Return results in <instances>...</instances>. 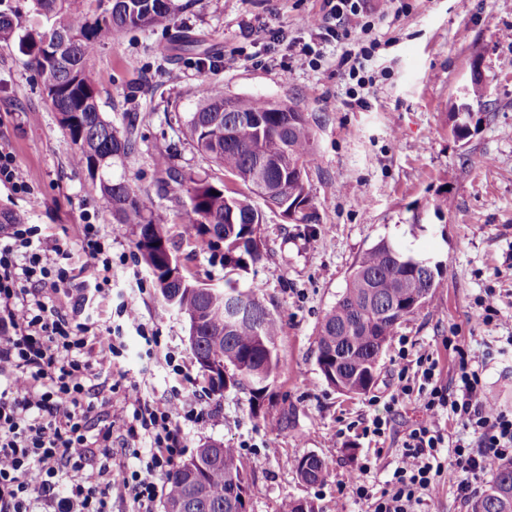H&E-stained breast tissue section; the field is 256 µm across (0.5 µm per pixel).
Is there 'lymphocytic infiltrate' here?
<instances>
[{
	"label": "lymphocytic infiltrate",
	"instance_id": "lymphocytic-infiltrate-1",
	"mask_svg": "<svg viewBox=\"0 0 512 512\" xmlns=\"http://www.w3.org/2000/svg\"><path fill=\"white\" fill-rule=\"evenodd\" d=\"M369 0H324L335 19L336 39L369 29ZM79 256L82 284L70 268ZM110 246L100 225L81 227L79 249L45 243L37 224L0 225V512H110V499L127 497L134 512H153L165 478L187 448L183 422L209 412L196 395L173 387L162 402L143 396L138 384L109 401L107 423L92 432L94 407L88 381L111 371L122 357L120 328L93 331L87 294L109 291ZM73 296L70 310L57 304ZM397 383L389 407L418 396L426 422L404 436L391 489L373 493L369 463L357 464L352 497L367 512H419L445 470L462 474L459 495L470 500L497 461L512 460V411L485 393L479 357L460 352L454 382H444L432 355L410 358L399 348ZM459 422L466 438L449 440L442 417ZM122 445L141 448L135 464L117 459L112 433Z\"/></svg>",
	"mask_w": 512,
	"mask_h": 512
}]
</instances>
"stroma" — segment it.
I'll use <instances>...</instances> for the list:
<instances>
[{"mask_svg":"<svg viewBox=\"0 0 512 512\" xmlns=\"http://www.w3.org/2000/svg\"><path fill=\"white\" fill-rule=\"evenodd\" d=\"M174 28L117 35L87 59L99 77L100 108L113 124L139 112V149L113 168L150 209L173 203L157 186V162L172 156L192 177L219 178L186 135L200 104L201 86L232 96L260 97L296 106L317 122L318 162L308 191L318 221L299 224L267 212L263 236L271 253L243 279L280 316V368L261 415L235 389L205 394L212 415L184 426L189 450L221 441L240 450L250 484L249 512H287L290 501H314L318 512H364L348 481L369 462L374 491L388 486L404 434L425 420L418 400L401 403L385 438L362 432L365 419L385 411L395 385L400 346L437 359L454 379L458 350L487 356L482 384L496 404L512 410V7L502 0H395L376 9L370 32H352L348 47L379 48L366 64L363 104L350 101L351 80L339 64L342 47L310 30L322 0H178ZM190 29L195 51L162 60L160 45L175 29ZM311 66L297 67L300 50ZM481 57L486 92L474 106L476 132L458 138L451 106ZM0 144L16 156L30 189L0 184V212L25 214L47 234L75 244L79 224L101 225L112 245V290L93 297L97 328L118 323L121 303L134 305L160 345L147 353L135 327L124 326L121 365L144 397L163 400L173 385L164 355L174 352L186 375L202 374L185 341V324L158 294L136 247L135 225L119 224L99 200L86 170L71 160L64 131L42 80L18 45L0 46ZM451 205L440 211L437 199ZM173 252L200 282L224 284V267L206 243L169 227ZM440 264L445 281L432 300L396 330L369 395L348 397L327 384L316 363L315 329L336 303L358 256L379 238ZM493 292L501 311L484 323L480 299ZM325 459L323 483L302 482L295 459Z\"/></svg>","mask_w":512,"mask_h":512,"instance_id":"stroma-1","label":"stroma"}]
</instances>
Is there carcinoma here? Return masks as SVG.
<instances>
[{"label": "carcinoma", "mask_w": 512, "mask_h": 512, "mask_svg": "<svg viewBox=\"0 0 512 512\" xmlns=\"http://www.w3.org/2000/svg\"><path fill=\"white\" fill-rule=\"evenodd\" d=\"M68 2L34 0L35 10L53 23L18 38L10 19L0 14V43L16 39L30 57L59 114L73 164L92 175L100 173V197L117 223L138 227V249L164 303L196 321L190 350L201 373L228 377V387L245 391L254 410L279 370L282 323L253 290L240 287V279L267 253L261 233L265 215L252 197L284 214L307 193V181L299 173L314 167L315 121L282 102L229 97L221 90L203 95L187 129L193 148L220 168L224 179H187L165 158L158 162L162 188L189 181L188 204L173 213L150 210L130 183L112 177L114 164L137 149V113H126L122 128L104 117L98 80L86 59L129 28L170 25L178 5L175 0H94L89 14L72 11ZM174 217L184 236L206 242L219 256L224 287L199 288L186 270L182 284L166 282L162 263ZM443 281L439 266L405 255L385 237L363 251L342 295L317 328V354L336 356L338 377L326 375V382L345 395L367 393L390 337L416 313L407 302L417 296L425 306ZM294 468L308 485L323 482L327 474L321 458L307 463L302 456ZM235 485L249 489L238 451L221 441L206 443L166 477L163 512H243V502L231 494ZM471 512H512V468L496 467Z\"/></svg>", "instance_id": "cac0c4a2"}]
</instances>
